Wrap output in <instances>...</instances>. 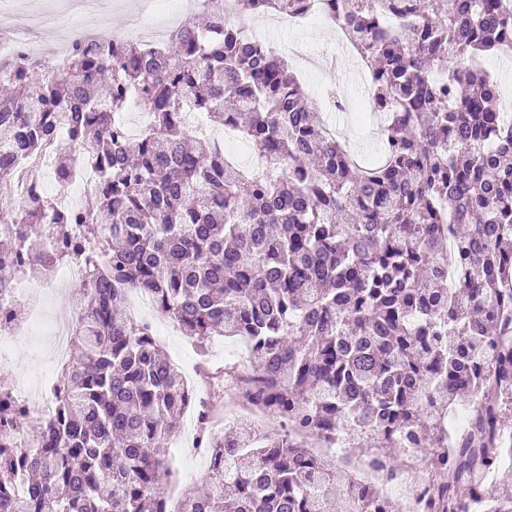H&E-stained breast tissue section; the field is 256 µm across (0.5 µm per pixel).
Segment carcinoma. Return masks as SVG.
Returning <instances> with one entry per match:
<instances>
[{
	"label": "carcinoma",
	"instance_id": "cac0c4a2",
	"mask_svg": "<svg viewBox=\"0 0 512 512\" xmlns=\"http://www.w3.org/2000/svg\"><path fill=\"white\" fill-rule=\"evenodd\" d=\"M341 23L385 115L381 156L365 167L324 132L288 61L247 41L259 16H301L309 0H206V25L168 38H76L65 74L25 53L0 62V289L33 271L83 267L69 360L50 420L17 409L0 382V512H168V439L193 389L150 323L116 314L129 289L150 295L204 352L243 341L251 371L215 373L213 399L237 393L254 416L215 430L197 411L210 466L178 512H402L346 463L307 445L367 436L433 449L437 486L417 512H512L501 462L512 407V122L486 55L512 52L500 0H339ZM135 98L151 122L112 126ZM206 119L192 132L185 105ZM65 125L68 143L57 130ZM251 143L260 170L230 163L210 129ZM57 184L98 173L89 202L44 191L15 200L13 159ZM460 262L448 281V263ZM472 411L477 437L450 441L446 420ZM33 432L37 447L21 437Z\"/></svg>",
	"mask_w": 512,
	"mask_h": 512
}]
</instances>
